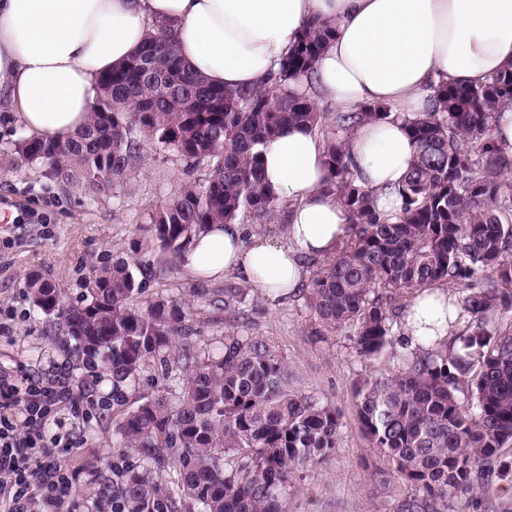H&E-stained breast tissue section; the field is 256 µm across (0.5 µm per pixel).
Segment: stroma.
Instances as JSON below:
<instances>
[{
    "label": "stroma",
    "mask_w": 512,
    "mask_h": 512,
    "mask_svg": "<svg viewBox=\"0 0 512 512\" xmlns=\"http://www.w3.org/2000/svg\"><path fill=\"white\" fill-rule=\"evenodd\" d=\"M191 178L183 162L167 152L149 159L136 180L96 199L33 167L0 176V304L16 312L12 337H0V368L21 375L74 365V357L45 334L44 319L24 286L26 275L37 272L59 281L69 300L77 301L92 265L123 255L145 235L149 211ZM242 288L246 315L235 322L236 332L273 346L295 368L296 388L328 401L340 414L335 452L291 482L289 512H398L411 489L397 476L381 473L382 462L360 430L353 390L360 378L393 376L397 361L367 362L345 333L319 335L302 293L275 300L250 283ZM75 376L102 405L82 428L84 444L72 464L94 471L82 482L81 495L102 498L112 488V464L120 453L107 405L112 383L92 382L81 367ZM448 512H512V483L496 480L485 493L455 498Z\"/></svg>",
    "instance_id": "obj_1"
}]
</instances>
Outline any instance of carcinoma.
Wrapping results in <instances>:
<instances>
[{"label":"carcinoma","mask_w":512,"mask_h":512,"mask_svg":"<svg viewBox=\"0 0 512 512\" xmlns=\"http://www.w3.org/2000/svg\"><path fill=\"white\" fill-rule=\"evenodd\" d=\"M335 25L304 29L274 81L257 89L214 87L181 59L172 24L158 21L142 50L98 77L92 111L65 139L22 136L0 153V170L38 164L57 182L92 195L112 191L146 164L144 147L176 154L204 175L148 213L150 235L130 254L93 268L75 304L33 273L26 288L48 319L46 332L82 366L112 378V404L146 369L179 371L177 393L163 387L117 415L112 434L140 462L126 464L112 493L125 512H288L293 474L337 447L336 408L291 385L286 359L271 345L227 329L220 345L196 348L198 301L235 311L243 292L197 284L183 301L142 299L148 284L176 270L210 224L288 226L287 208L262 178L260 146L288 124L319 139L327 179L351 233L333 257L317 262L306 299L321 331L345 330L366 361L401 367L387 379L354 386L357 417L373 451L414 493L402 512H448L495 473L512 482V150L493 136L499 109L512 105V67L478 85L441 83L433 109L403 115L414 144L396 187L401 207L378 210L351 176L348 133L391 117L384 105L322 112L312 93L288 81L313 72ZM154 253L156 262L139 255ZM467 292H459V287ZM448 295L444 342L399 351L409 296ZM470 407L465 409L460 399ZM176 476L178 497L160 474Z\"/></svg>","instance_id":"obj_1"}]
</instances>
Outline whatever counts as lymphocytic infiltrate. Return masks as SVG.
<instances>
[{"mask_svg":"<svg viewBox=\"0 0 512 512\" xmlns=\"http://www.w3.org/2000/svg\"><path fill=\"white\" fill-rule=\"evenodd\" d=\"M84 399L68 374L0 371V512H79L81 471L69 459Z\"/></svg>","mask_w":512,"mask_h":512,"instance_id":"1","label":"lymphocytic infiltrate"}]
</instances>
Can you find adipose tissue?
<instances>
[{
	"mask_svg": "<svg viewBox=\"0 0 512 512\" xmlns=\"http://www.w3.org/2000/svg\"><path fill=\"white\" fill-rule=\"evenodd\" d=\"M314 17L336 24L316 66L321 98L342 112L384 103L397 113L349 136L356 182L396 211L414 153L402 113L428 111L440 83L481 84L512 65V0H0V91L28 133L56 140L84 124L97 77L136 55L155 22L173 23L181 58L209 84L245 89L278 73ZM262 156L290 208L287 243L213 224L182 262L202 279L236 272L278 299L300 288L305 258L335 253L347 214L322 189V148L306 126L283 128ZM445 299L438 290L409 307L410 346L445 338Z\"/></svg>",
	"mask_w": 512,
	"mask_h": 512,
	"instance_id": "ef3b65f1",
	"label": "adipose tissue"
}]
</instances>
